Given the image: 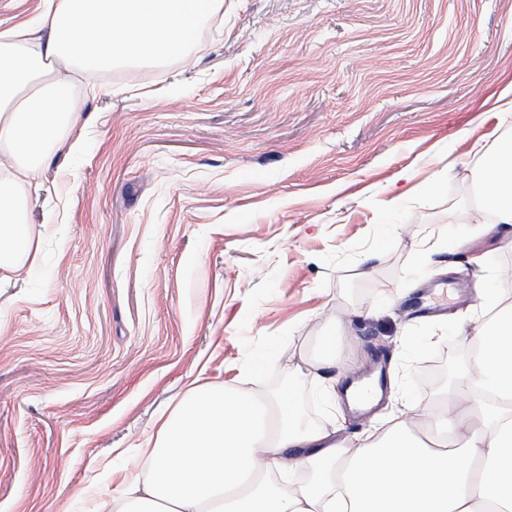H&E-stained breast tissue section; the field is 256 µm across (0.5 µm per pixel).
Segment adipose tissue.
<instances>
[{
    "instance_id": "adipose-tissue-1",
    "label": "adipose tissue",
    "mask_w": 512,
    "mask_h": 512,
    "mask_svg": "<svg viewBox=\"0 0 512 512\" xmlns=\"http://www.w3.org/2000/svg\"><path fill=\"white\" fill-rule=\"evenodd\" d=\"M223 0H42L0 29V269L32 267L33 182L79 116L70 69L163 64L186 55ZM480 208L512 224V138L475 144ZM478 322L434 448L398 416L364 440L291 417L284 397L196 385L134 455L121 512H512V282L494 277L455 335ZM264 459L257 467L256 459Z\"/></svg>"
}]
</instances>
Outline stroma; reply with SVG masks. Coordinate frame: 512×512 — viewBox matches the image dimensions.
<instances>
[{
  "instance_id": "1",
  "label": "stroma",
  "mask_w": 512,
  "mask_h": 512,
  "mask_svg": "<svg viewBox=\"0 0 512 512\" xmlns=\"http://www.w3.org/2000/svg\"><path fill=\"white\" fill-rule=\"evenodd\" d=\"M75 84L98 94L27 213L42 272L0 270V512H96L194 381L271 350L249 388L305 422L361 438L370 416L312 397L378 365L380 413L410 389L425 435L466 346L409 299L448 283L454 316L477 257L512 269L473 150L512 137V0H224L189 55ZM454 223L478 230L418 266Z\"/></svg>"
}]
</instances>
